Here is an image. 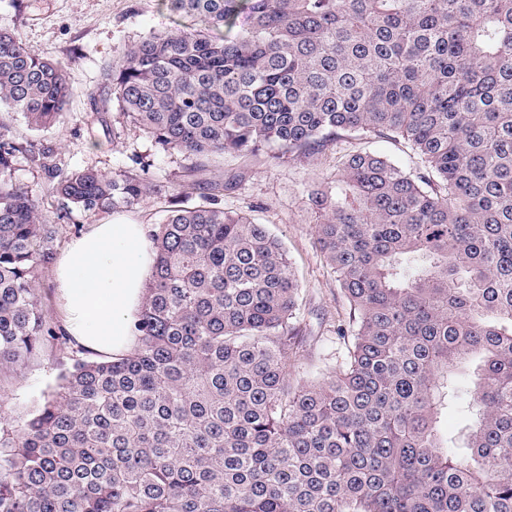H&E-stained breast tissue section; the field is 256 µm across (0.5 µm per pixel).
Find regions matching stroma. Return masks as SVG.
Returning a JSON list of instances; mask_svg holds the SVG:
<instances>
[{
	"label": "stroma",
	"mask_w": 512,
	"mask_h": 512,
	"mask_svg": "<svg viewBox=\"0 0 512 512\" xmlns=\"http://www.w3.org/2000/svg\"><path fill=\"white\" fill-rule=\"evenodd\" d=\"M171 24L158 0H0V28L15 32L40 56L60 62L71 89L65 114L49 131H32L19 115L6 110L0 112V122L17 142L51 145L54 163L65 169L93 167L111 173L142 162L149 165L153 178L184 186L197 176L214 181L231 173L242 176L240 188L224 196V208L250 216L280 238L302 286L299 318L306 341L293 359L295 369L302 372L313 366L333 373L347 352L336 338V326L348 322L350 305L316 244L306 188L333 178L341 153L356 150L361 143L346 138L340 152L330 151L307 163L266 154L215 158L196 176L194 158L160 152L139 129L117 133V108L95 109L103 72L119 61L128 44ZM170 205V197L153 196L134 208L101 213L96 219L151 228L161 223ZM59 358L54 346H43L15 373L0 378V417L16 419L33 410L43 393L55 386Z\"/></svg>",
	"instance_id": "35a3bbf8"
}]
</instances>
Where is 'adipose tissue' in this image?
<instances>
[{
  "label": "adipose tissue",
  "mask_w": 512,
  "mask_h": 512,
  "mask_svg": "<svg viewBox=\"0 0 512 512\" xmlns=\"http://www.w3.org/2000/svg\"><path fill=\"white\" fill-rule=\"evenodd\" d=\"M154 265L155 248L145 225H90L54 266L59 310L71 336L97 353L120 357L131 352Z\"/></svg>",
  "instance_id": "adipose-tissue-1"
}]
</instances>
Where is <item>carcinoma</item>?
I'll return each instance as SVG.
<instances>
[{
	"label": "carcinoma",
	"mask_w": 512,
	"mask_h": 512,
	"mask_svg": "<svg viewBox=\"0 0 512 512\" xmlns=\"http://www.w3.org/2000/svg\"><path fill=\"white\" fill-rule=\"evenodd\" d=\"M176 17L104 74L159 150L308 161L355 134L307 189L350 304L347 353L296 378L305 341L288 251L224 210L239 185L172 194L151 229L137 345L74 347L43 312L58 225L14 179L49 172L58 218L141 204L149 170H63L0 127V377L51 344L69 366L0 420V512H512V0H160ZM192 19L191 25L181 22ZM64 67L0 28V106L59 121ZM472 370L459 441L437 426Z\"/></svg>",
	"instance_id": "1"
}]
</instances>
